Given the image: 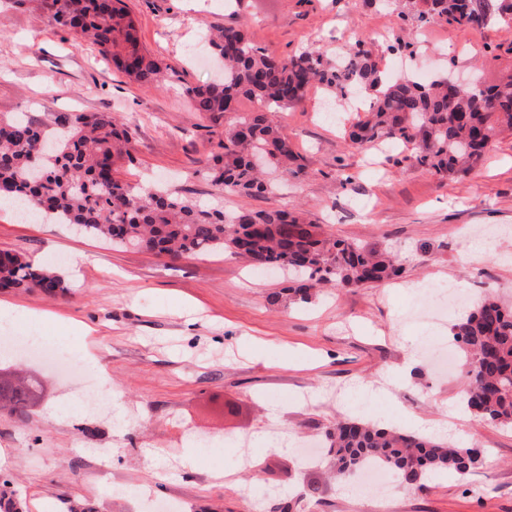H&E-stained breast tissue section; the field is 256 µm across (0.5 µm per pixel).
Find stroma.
Instances as JSON below:
<instances>
[{"instance_id":"1","label":"stroma","mask_w":512,"mask_h":512,"mask_svg":"<svg viewBox=\"0 0 512 512\" xmlns=\"http://www.w3.org/2000/svg\"><path fill=\"white\" fill-rule=\"evenodd\" d=\"M144 48L168 68L162 88L144 90L89 46L48 24L38 0H0V113L50 124L65 112H109L126 122L134 164L120 171L139 186L165 182L225 208L288 206L339 238L391 249L403 267L389 284L329 288L292 303L278 272L260 273L228 252L170 259L112 247L55 221L20 220L0 208V251L60 275L68 290L0 289L14 329L66 340L79 361L67 376L29 360L43 397L27 422L0 411V473L24 512H148L147 494L180 512H258L298 498L296 512H512V428L471 413L455 418L461 375L438 377L419 353L424 337L451 341V326L474 296L497 292L512 305V131L499 133L484 161L462 178L420 166L411 148L362 150L343 139L352 116L330 117L313 87L276 120L306 166L276 194H222L199 175L223 123L189 109L185 90L215 77L210 26L244 29L280 53L333 52L362 41L383 70L392 64L376 33L417 44L409 73L448 72L467 51L485 85L512 73V26L448 24L423 29L380 0H124ZM350 176L342 184V176ZM489 241L485 259L467 253ZM455 287L461 302L437 325L413 316L417 290ZM194 324H186L184 310ZM93 378L112 399L96 410L74 402L75 384ZM280 405L278 430L291 449L260 440L267 404ZM402 428L406 417L439 427L444 438L480 449L469 478L440 474L426 488L399 486L392 498L365 489L350 496L325 475L326 461L299 464L296 447L322 440L336 418ZM207 440L192 469L182 458ZM252 464L238 469V442ZM111 451L102 465L100 449Z\"/></svg>"}]
</instances>
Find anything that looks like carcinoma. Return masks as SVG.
I'll use <instances>...</instances> for the list:
<instances>
[{
  "label": "carcinoma",
  "instance_id": "1",
  "mask_svg": "<svg viewBox=\"0 0 512 512\" xmlns=\"http://www.w3.org/2000/svg\"><path fill=\"white\" fill-rule=\"evenodd\" d=\"M422 23L485 29L512 24V0H399ZM51 25L74 33L112 60L113 67L149 90L165 81L163 63L140 43L123 0H40ZM210 44L224 62L221 78L186 89L190 111L224 125L223 152L201 161L199 173L226 192L272 194L305 171L282 134L275 113L301 104L312 85L332 97L357 87L366 93L365 118L349 139L360 147L386 141L412 147L418 164L443 177L468 174L484 158L502 125L512 129V77L493 86L453 88L387 78L366 50L339 58L319 51L284 55L252 43L242 29L216 27ZM257 102L238 112L241 100ZM134 163L129 128L109 112L69 113L49 127L18 115H0V203L28 201L52 219L76 224L116 248L144 249L172 259L229 251L260 268L295 276L292 297L309 300L315 288H358L398 276L386 248L337 238L286 208L226 213L167 187L137 189L118 177ZM0 288L64 292L61 277L16 254L0 262ZM465 368V408L483 420L512 426V307L493 296L451 327ZM39 385L17 371L0 379V404L20 420L29 415ZM336 484L368 462L391 468L404 484L424 488L437 472L464 478L479 467L475 448L380 428L360 418L338 420L324 432Z\"/></svg>",
  "mask_w": 512,
  "mask_h": 512
}]
</instances>
